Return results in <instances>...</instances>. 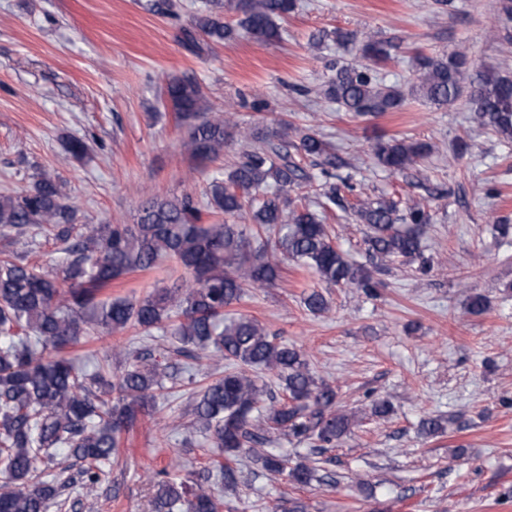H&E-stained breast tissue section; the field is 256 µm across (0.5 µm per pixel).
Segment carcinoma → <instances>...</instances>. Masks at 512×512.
I'll use <instances>...</instances> for the list:
<instances>
[{"label": "carcinoma", "instance_id": "obj_1", "mask_svg": "<svg viewBox=\"0 0 512 512\" xmlns=\"http://www.w3.org/2000/svg\"><path fill=\"white\" fill-rule=\"evenodd\" d=\"M222 0H210L194 17L185 41L199 48L195 32L213 43L241 35L270 41L280 36L276 20L292 13L297 0H237L235 23L224 21ZM336 43L354 45L364 62L338 63L323 96L358 117L400 109L402 87L388 85L377 69L394 59L399 45L354 31L335 32ZM410 91L435 105L465 99L480 125L512 140V76L471 69L466 55L415 53ZM167 100L177 118L189 124L185 149L201 162L224 150L229 115L204 111V96L193 80L168 85ZM278 143L244 153L222 178L212 179L206 203L190 194L152 198L135 224H77L61 185L39 176L32 186L0 195V239L16 234L49 233L61 256L44 269L15 252L0 258V512H47L73 478L58 468L55 452L64 449L82 462L78 471L87 491L118 459L120 436L141 414L160 412V401L186 381L196 430L217 449L212 468L234 491L243 475L239 464L252 463L268 476L284 475L295 487L329 483L319 463L329 449L352 433L357 414L340 405L336 390L317 379L304 354L271 334L257 319L239 315L224 320V309L241 303L249 290L266 288L292 262L312 270L328 287L346 285L378 295L376 277L392 258L422 257L417 227L431 222L427 207L403 208L392 197L361 200L356 213L369 228V263L349 258L333 241L330 225L304 204H292L288 188L311 180L302 166H321L329 189L324 196L339 205L334 179L346 162L320 137L290 125L274 132ZM378 165L396 173L425 157L428 146L404 138H380L372 148ZM224 223H210L212 216ZM173 261L183 273L143 298L103 301L100 296L126 276ZM317 315L329 308L313 290L303 300ZM133 327L144 336L161 329L170 346L162 362L151 348L134 354L119 350V368L109 365L87 373L68 357L81 340ZM210 361L199 383L180 359ZM273 374L277 386L264 380ZM441 416L420 422V432L436 436ZM308 445L310 463L270 451L274 436ZM154 512H220L223 499L209 477L188 473L175 482L154 476Z\"/></svg>", "mask_w": 512, "mask_h": 512}]
</instances>
